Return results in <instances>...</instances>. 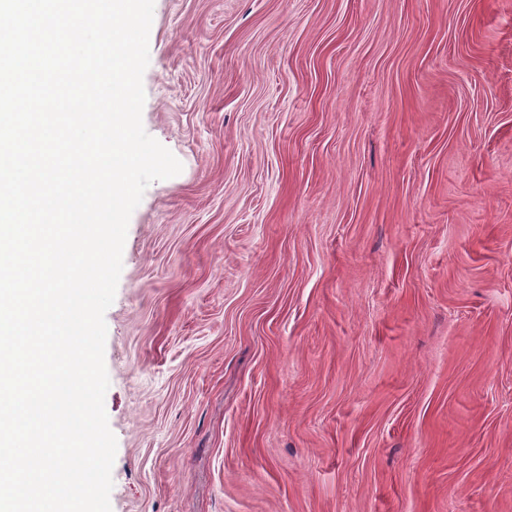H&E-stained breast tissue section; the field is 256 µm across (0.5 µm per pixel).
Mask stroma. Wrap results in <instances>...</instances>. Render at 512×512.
<instances>
[{
  "label": "stroma",
  "mask_w": 512,
  "mask_h": 512,
  "mask_svg": "<svg viewBox=\"0 0 512 512\" xmlns=\"http://www.w3.org/2000/svg\"><path fill=\"white\" fill-rule=\"evenodd\" d=\"M143 86L112 512H512V0H155Z\"/></svg>",
  "instance_id": "stroma-1"
}]
</instances>
